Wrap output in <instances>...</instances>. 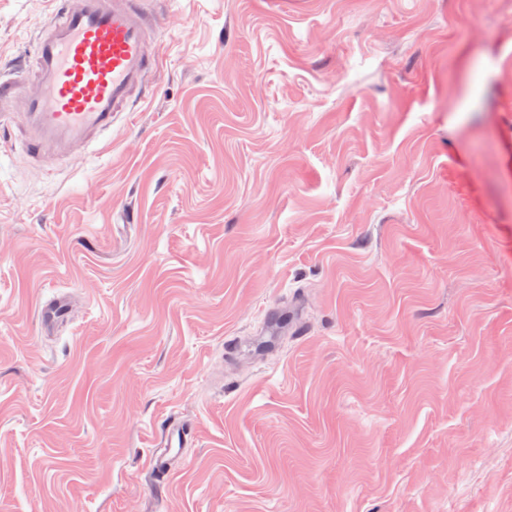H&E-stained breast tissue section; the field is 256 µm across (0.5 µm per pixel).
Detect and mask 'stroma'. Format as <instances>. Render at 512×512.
Masks as SVG:
<instances>
[{
  "mask_svg": "<svg viewBox=\"0 0 512 512\" xmlns=\"http://www.w3.org/2000/svg\"><path fill=\"white\" fill-rule=\"evenodd\" d=\"M148 8L92 150L0 128V512H512V0ZM187 430L180 424L174 421H167L163 425L160 446L167 448V451H156L154 456V471L156 476V485L161 486L168 482V473L166 472V458L167 453L172 448H186L187 447Z\"/></svg>",
  "mask_w": 512,
  "mask_h": 512,
  "instance_id": "1",
  "label": "stroma"
}]
</instances>
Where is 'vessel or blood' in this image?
<instances>
[{
    "mask_svg": "<svg viewBox=\"0 0 512 512\" xmlns=\"http://www.w3.org/2000/svg\"><path fill=\"white\" fill-rule=\"evenodd\" d=\"M158 62L146 0H57L30 68L0 85V105L11 104L22 124L24 157L40 166L69 160L111 129ZM187 436L182 425L165 422L154 456L157 485L168 481L167 450L186 447Z\"/></svg>",
    "mask_w": 512,
    "mask_h": 512,
    "instance_id": "b4317fda",
    "label": "vessel or blood"
}]
</instances>
